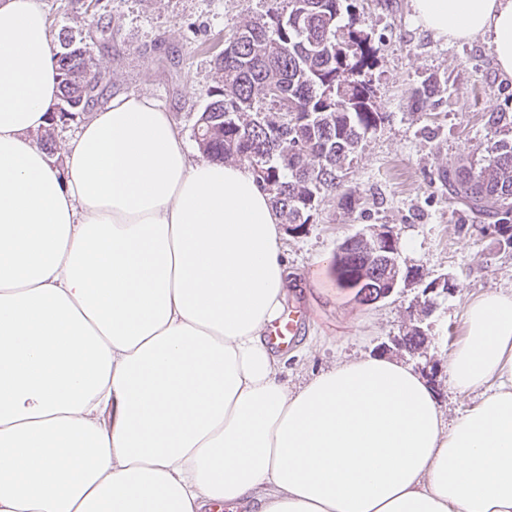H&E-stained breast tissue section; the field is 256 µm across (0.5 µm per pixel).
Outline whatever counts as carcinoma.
I'll use <instances>...</instances> for the list:
<instances>
[{"instance_id": "carcinoma-1", "label": "carcinoma", "mask_w": 512, "mask_h": 512, "mask_svg": "<svg viewBox=\"0 0 512 512\" xmlns=\"http://www.w3.org/2000/svg\"><path fill=\"white\" fill-rule=\"evenodd\" d=\"M216 60L222 83L201 112L197 144L208 160L234 158L272 195L288 232L311 223L328 193L340 190L346 162L384 113L361 72L374 65L377 48L356 11L355 0H275L266 19L236 31ZM60 102L85 111L95 99L101 74L87 47L59 34L55 52ZM275 84L282 96L269 97ZM493 134L512 130L511 112H488ZM448 196L463 206L464 219L491 228L498 244L512 248V138L495 140L485 164L459 160L438 169ZM386 244L359 235L336 251L337 279L367 303L385 277ZM426 337L407 331L398 340L420 351Z\"/></svg>"}]
</instances>
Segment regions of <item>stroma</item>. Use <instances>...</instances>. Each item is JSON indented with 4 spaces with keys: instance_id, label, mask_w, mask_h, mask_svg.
<instances>
[{
    "instance_id": "stroma-1",
    "label": "stroma",
    "mask_w": 512,
    "mask_h": 512,
    "mask_svg": "<svg viewBox=\"0 0 512 512\" xmlns=\"http://www.w3.org/2000/svg\"><path fill=\"white\" fill-rule=\"evenodd\" d=\"M53 33L83 41L100 72L98 106L112 97L139 92L170 112L190 150L194 127L219 83L215 59L235 30L263 16L270 0H39ZM378 49L367 73L375 107L387 118L365 135L343 171L345 189L328 196L312 224L298 235L283 234L291 272L286 304L301 301L311 317L288 351L283 372L290 389L322 370L365 354H377L390 337L402 335L417 293L408 287L387 301H359L355 289L336 280L332 260L346 238L368 226L389 224L400 232L401 262L425 279L444 277L449 292L429 318L432 339L426 358L434 362L435 388L446 420L474 399L448 386L451 344L465 335L464 313L476 296L512 292V252L500 251L493 236L462 220L442 192L439 167L457 157L481 159L491 137L489 111L512 113V78L501 75L483 38L445 41L412 16L411 0H357ZM441 93L421 107L414 94L423 81Z\"/></svg>"
}]
</instances>
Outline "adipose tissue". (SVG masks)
I'll list each match as a JSON object with an SVG mask.
<instances>
[{
  "label": "adipose tissue",
  "instance_id": "ef3b65f1",
  "mask_svg": "<svg viewBox=\"0 0 512 512\" xmlns=\"http://www.w3.org/2000/svg\"><path fill=\"white\" fill-rule=\"evenodd\" d=\"M411 6L512 78V0ZM58 95L38 0H0V512H512V293L466 308L453 422L381 357L289 390L282 217L251 170L194 160L142 93L55 163L32 134Z\"/></svg>",
  "mask_w": 512,
  "mask_h": 512
}]
</instances>
